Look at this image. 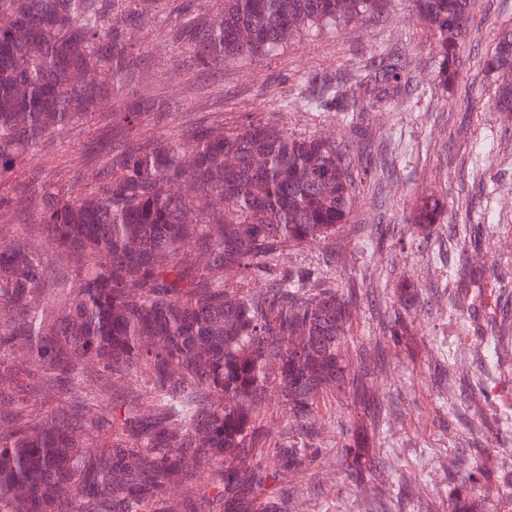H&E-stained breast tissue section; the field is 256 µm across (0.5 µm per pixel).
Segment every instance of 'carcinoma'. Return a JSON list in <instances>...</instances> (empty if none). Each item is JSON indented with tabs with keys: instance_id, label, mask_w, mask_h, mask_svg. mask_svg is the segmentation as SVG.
<instances>
[{
	"instance_id": "cac0c4a2",
	"label": "carcinoma",
	"mask_w": 512,
	"mask_h": 512,
	"mask_svg": "<svg viewBox=\"0 0 512 512\" xmlns=\"http://www.w3.org/2000/svg\"><path fill=\"white\" fill-rule=\"evenodd\" d=\"M0 0V180L43 144L93 113L130 79V32L155 0ZM381 0H224V13L179 25L195 66L211 70L268 54L297 33L370 17ZM477 0H411L437 37L438 78L458 76ZM501 75L493 107L512 117V28L484 59ZM357 98L321 81L309 109L400 106L406 64L382 56L359 71ZM168 102L137 97L102 134L108 151L75 195L39 168L0 193V512H290L292 480L321 455L319 400L348 380L350 307L318 268L279 267L288 243L325 239L347 222L358 182L336 142L296 137L262 121L232 131L200 121L163 141L137 132ZM442 204L424 197L414 224ZM276 277L259 291L224 275ZM461 298L486 272L456 269ZM144 373L153 407L138 388ZM296 442L262 424L269 394ZM350 475L368 469L343 446ZM204 487L196 488L198 474Z\"/></svg>"
}]
</instances>
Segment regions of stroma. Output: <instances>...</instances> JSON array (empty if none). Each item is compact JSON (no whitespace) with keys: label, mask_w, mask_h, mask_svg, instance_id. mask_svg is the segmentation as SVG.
Masks as SVG:
<instances>
[{"label":"stroma","mask_w":512,"mask_h":512,"mask_svg":"<svg viewBox=\"0 0 512 512\" xmlns=\"http://www.w3.org/2000/svg\"><path fill=\"white\" fill-rule=\"evenodd\" d=\"M224 0H155L137 31L140 65L131 82L63 136L46 144L35 165L50 182L75 185L97 162L90 152L119 108L136 94L171 100L167 119H145L144 135L167 138L206 119L232 129L257 118L295 136H326L348 145L376 170L360 185L347 223L330 239L288 244L282 265L324 271L327 286L356 287L350 352L352 376L372 397L363 409L352 391L330 393L322 406L325 451L295 480L294 512H448L463 497L471 512H512V318L486 307L479 325L463 330L461 304L448 266L463 258L497 272V286L512 296V120L492 107L495 83L482 70L493 33L512 27V0H479L454 84H438L433 33L411 16L409 0H386L378 16L310 30L287 49L201 71L173 41L170 21L199 13L221 15ZM398 56L412 82L403 107L389 116L357 115L351 132L337 113L312 112L302 97L311 77L352 78L377 53ZM182 78L178 93L167 79ZM433 194L446 204L437 224L406 223L412 206ZM484 232L473 236L468 225ZM407 284L417 297L402 309L395 290ZM405 320L410 334L394 347L390 330ZM498 337L500 381L485 376L484 343ZM353 436L371 472L352 481L338 453ZM494 470L490 492L467 489L472 465Z\"/></svg>","instance_id":"35a3bbf8"}]
</instances>
